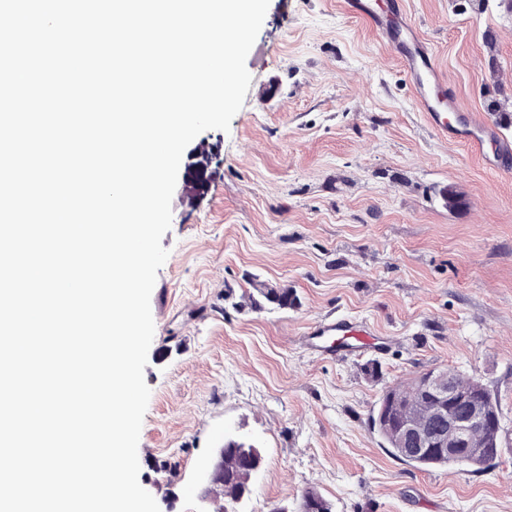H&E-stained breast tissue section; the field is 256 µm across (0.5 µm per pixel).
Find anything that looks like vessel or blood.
I'll return each mask as SVG.
<instances>
[{
  "label": "vessel or blood",
  "mask_w": 512,
  "mask_h": 512,
  "mask_svg": "<svg viewBox=\"0 0 512 512\" xmlns=\"http://www.w3.org/2000/svg\"><path fill=\"white\" fill-rule=\"evenodd\" d=\"M348 14L366 19L397 55L404 71L416 88L419 107L428 125L453 142L474 145L492 139L497 156L512 157V142L500 138L492 124L480 114L460 111L457 98L448 90L446 76L440 71L433 48L418 35L403 10L401 0H344ZM371 327L353 326L339 318H325L308 327L304 343L308 348L336 356L339 336H369Z\"/></svg>",
  "instance_id": "b4317fda"
}]
</instances>
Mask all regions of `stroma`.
I'll return each mask as SVG.
<instances>
[{
	"label": "stroma",
	"instance_id": "obj_1",
	"mask_svg": "<svg viewBox=\"0 0 512 512\" xmlns=\"http://www.w3.org/2000/svg\"><path fill=\"white\" fill-rule=\"evenodd\" d=\"M461 109L512 95V0H404ZM252 81L191 199L172 197L151 295V390L139 482L160 512H206L225 436L261 449L240 512H512V169L428 126L394 52L341 0H270ZM463 197L450 206L445 188ZM264 282L288 309L256 308ZM369 323L386 349L324 358L326 317ZM480 379L503 448L483 471L418 468L371 425L385 390L432 370ZM260 300L253 299L255 305L261 306V303H267L280 309L291 308L297 303V296L291 289L281 288L275 285L261 283L255 286Z\"/></svg>",
	"mask_w": 512,
	"mask_h": 512
}]
</instances>
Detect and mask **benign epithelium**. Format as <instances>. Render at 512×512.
<instances>
[{
  "label": "benign epithelium",
  "instance_id": "obj_1",
  "mask_svg": "<svg viewBox=\"0 0 512 512\" xmlns=\"http://www.w3.org/2000/svg\"><path fill=\"white\" fill-rule=\"evenodd\" d=\"M208 149L202 139L189 151L184 163L182 190L192 196L198 174L207 171L201 158ZM421 395L431 405L433 418L421 420L408 413L390 421V435L402 454L419 456L445 454L450 458L479 457L484 449L472 445V433L477 427L494 432L492 447H502V425L498 409L486 386L461 389L444 371H431L419 377ZM224 484V455L217 457L204 478L202 494L215 500L216 486Z\"/></svg>",
  "mask_w": 512,
  "mask_h": 512
}]
</instances>
